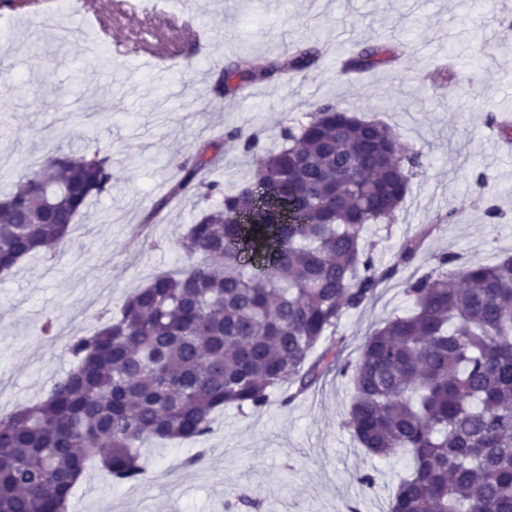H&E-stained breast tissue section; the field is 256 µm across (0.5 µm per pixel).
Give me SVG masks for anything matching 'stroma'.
<instances>
[{
    "instance_id": "1",
    "label": "stroma",
    "mask_w": 512,
    "mask_h": 512,
    "mask_svg": "<svg viewBox=\"0 0 512 512\" xmlns=\"http://www.w3.org/2000/svg\"><path fill=\"white\" fill-rule=\"evenodd\" d=\"M1 17L14 27L0 38V115L8 120L0 195L43 149L57 147L111 155L112 190L90 203L52 254L0 277V418L45 395L72 367L66 345L94 332L98 312L181 265L177 241L202 204L187 196L154 208L168 198L177 163L221 142L224 161L209 177L234 189L249 164L225 132L242 127L275 148L287 118L317 100L388 125L424 160L391 223L368 236L380 264L398 272L376 302L340 318L345 357L356 358L371 329L410 308L405 289L436 256L487 263L512 255V154L493 145L487 120L512 112V0H181L168 15L134 11L124 0H72L64 11L57 0H31L0 7ZM378 39L411 43L412 51L398 66L340 75L337 62L353 44ZM298 40L321 50L318 69L261 81L254 96L235 102L213 99L225 63L244 56L259 71ZM156 49L179 61L163 82L145 64ZM490 204L502 219L490 221ZM426 225L433 234L412 262L400 263L402 243ZM48 315L56 319L52 337L41 333ZM352 394L349 378L333 374L302 395L283 383L259 410L225 408L200 441L143 448L141 482L90 469L67 512H225L229 503L234 512H378L411 458L365 453L344 425ZM201 447L203 463L185 466ZM361 474L373 476L372 490L358 483ZM244 492L253 506L239 504Z\"/></svg>"
}]
</instances>
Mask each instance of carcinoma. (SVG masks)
<instances>
[{"instance_id": "obj_1", "label": "carcinoma", "mask_w": 512, "mask_h": 512, "mask_svg": "<svg viewBox=\"0 0 512 512\" xmlns=\"http://www.w3.org/2000/svg\"><path fill=\"white\" fill-rule=\"evenodd\" d=\"M401 50L360 45L342 73L389 65ZM319 60L316 48L297 47L257 73L239 57L212 92L222 101ZM305 118L290 121L286 145L232 194L205 177L215 162L206 150L179 164L154 209L216 199L181 234L189 263L153 277L93 334L72 337V369L0 419V512H64L94 462L139 482L145 444L202 439L224 407L261 409L286 381L297 384L291 400L332 372L353 382L346 425L366 453L412 455L387 512H512V257L463 266L435 257L406 288L413 309L369 334L356 362L343 358V312L368 304L398 269L376 265L364 235L394 217L423 160L407 151L391 172L380 151L397 142L390 128L331 101L311 103ZM227 137L255 154L256 135ZM111 187L107 155L44 154L0 199V260L10 270L54 251ZM237 211L253 223L225 221ZM424 236L403 243L400 261ZM266 249L274 263L260 276L243 254Z\"/></svg>"}]
</instances>
